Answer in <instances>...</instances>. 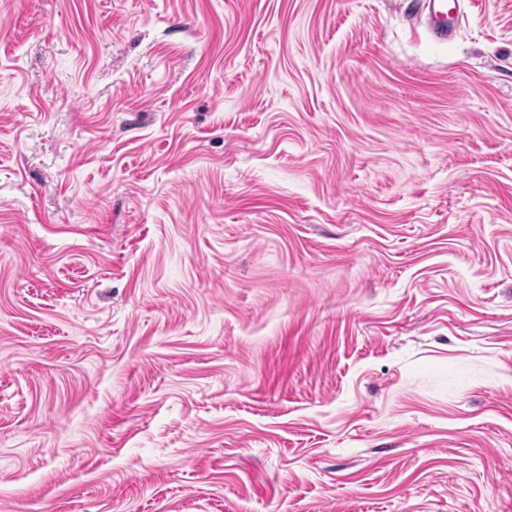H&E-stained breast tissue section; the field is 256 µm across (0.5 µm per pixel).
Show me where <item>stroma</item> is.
<instances>
[{"instance_id":"35a3bbf8","label":"stroma","mask_w":512,"mask_h":512,"mask_svg":"<svg viewBox=\"0 0 512 512\" xmlns=\"http://www.w3.org/2000/svg\"><path fill=\"white\" fill-rule=\"evenodd\" d=\"M0 0V512H512V0Z\"/></svg>"}]
</instances>
